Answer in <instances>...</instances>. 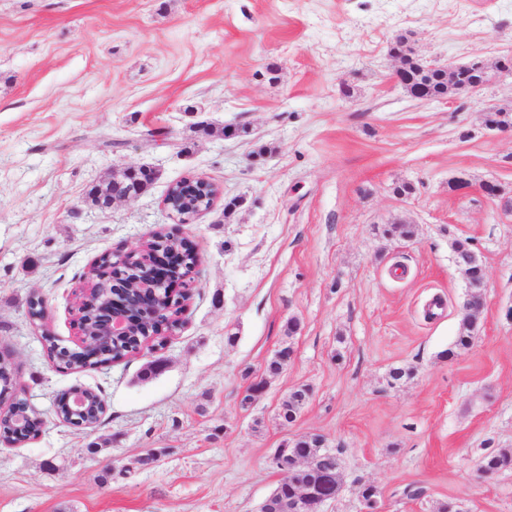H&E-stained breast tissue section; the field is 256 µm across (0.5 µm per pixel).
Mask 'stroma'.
Segmentation results:
<instances>
[{"mask_svg":"<svg viewBox=\"0 0 512 512\" xmlns=\"http://www.w3.org/2000/svg\"><path fill=\"white\" fill-rule=\"evenodd\" d=\"M401 34L430 66L493 64L512 53V0H0V351L43 422L0 444V512H257L284 476L275 449L311 434L343 475L322 512H364L365 484L378 512H512V469H478L512 450V127L485 125L486 110L512 112V75L413 99L388 78ZM141 165L158 173L146 194L87 204ZM197 175L220 194L179 223L166 190ZM393 224L413 238L386 235ZM159 228L200 258L182 326L157 354L57 368L42 329L72 346L84 273ZM465 239L486 301L449 358ZM33 295L45 326L28 319ZM396 367L410 375L394 384ZM74 386L102 391L97 427L57 416ZM299 386L309 398L282 424ZM308 388L305 386L295 389L288 393L280 405L279 417L284 423L295 421L298 412L301 410L308 398Z\"/></svg>","mask_w":512,"mask_h":512,"instance_id":"1","label":"stroma"}]
</instances>
